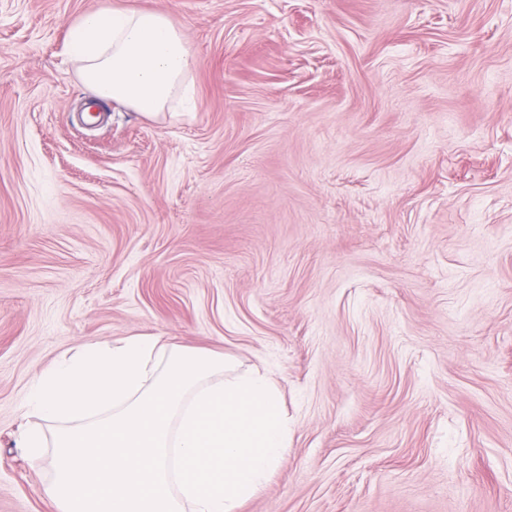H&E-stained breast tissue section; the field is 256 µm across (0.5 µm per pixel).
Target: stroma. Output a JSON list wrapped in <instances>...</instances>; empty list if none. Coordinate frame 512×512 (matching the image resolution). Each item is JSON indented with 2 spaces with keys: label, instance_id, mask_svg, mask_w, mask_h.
Wrapping results in <instances>:
<instances>
[{
  "label": "stroma",
  "instance_id": "obj_1",
  "mask_svg": "<svg viewBox=\"0 0 512 512\" xmlns=\"http://www.w3.org/2000/svg\"><path fill=\"white\" fill-rule=\"evenodd\" d=\"M102 8L183 30L191 112L80 123ZM130 336L275 381L239 512H512V0H0V512H55L37 377Z\"/></svg>",
  "mask_w": 512,
  "mask_h": 512
}]
</instances>
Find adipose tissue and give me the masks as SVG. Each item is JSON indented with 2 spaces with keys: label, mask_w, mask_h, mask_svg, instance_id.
Returning a JSON list of instances; mask_svg holds the SVG:
<instances>
[{
  "label": "adipose tissue",
  "mask_w": 512,
  "mask_h": 512,
  "mask_svg": "<svg viewBox=\"0 0 512 512\" xmlns=\"http://www.w3.org/2000/svg\"><path fill=\"white\" fill-rule=\"evenodd\" d=\"M68 51L99 99L152 118L177 94H189L196 67L184 32L159 12L98 10L84 14Z\"/></svg>",
  "instance_id": "obj_1"
}]
</instances>
